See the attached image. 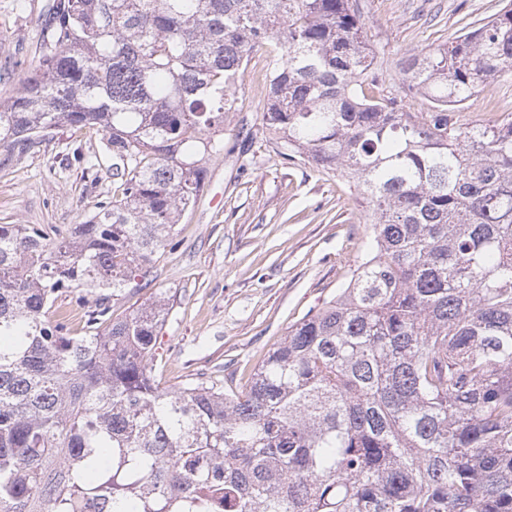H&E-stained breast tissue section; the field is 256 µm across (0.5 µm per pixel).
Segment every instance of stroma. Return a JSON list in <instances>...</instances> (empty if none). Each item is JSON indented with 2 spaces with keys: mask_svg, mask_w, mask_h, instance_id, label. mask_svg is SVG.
Masks as SVG:
<instances>
[{
  "mask_svg": "<svg viewBox=\"0 0 512 512\" xmlns=\"http://www.w3.org/2000/svg\"><path fill=\"white\" fill-rule=\"evenodd\" d=\"M50 0H0V67L32 56ZM375 55L379 94L407 112L430 103L409 91L400 62L412 50L437 46L490 19L512 0H358ZM265 60L253 55L224 124L225 148L211 157L195 207L177 227L151 284L135 281L111 297L124 317L158 292L173 307L157 332L152 373L179 389L202 378L242 387L290 327L345 287L361 260L370 216L356 190L334 173L280 155L262 126ZM512 114V73L481 88L458 111L465 125ZM82 149L92 169L65 165ZM112 156L103 133L51 131L0 168V224L83 223L110 198Z\"/></svg>",
  "mask_w": 512,
  "mask_h": 512,
  "instance_id": "obj_1",
  "label": "stroma"
}]
</instances>
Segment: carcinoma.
I'll use <instances>...</instances> for the list:
<instances>
[{
    "label": "carcinoma",
    "mask_w": 512,
    "mask_h": 512,
    "mask_svg": "<svg viewBox=\"0 0 512 512\" xmlns=\"http://www.w3.org/2000/svg\"><path fill=\"white\" fill-rule=\"evenodd\" d=\"M272 44L263 127L356 185L364 258L243 389H164L170 299L86 294L154 281ZM373 68L355 0H52L0 166L102 131L115 190L64 231L0 224V512H512V117H455L512 72V9L403 57L428 112L366 96Z\"/></svg>",
    "instance_id": "cac0c4a2"
}]
</instances>
